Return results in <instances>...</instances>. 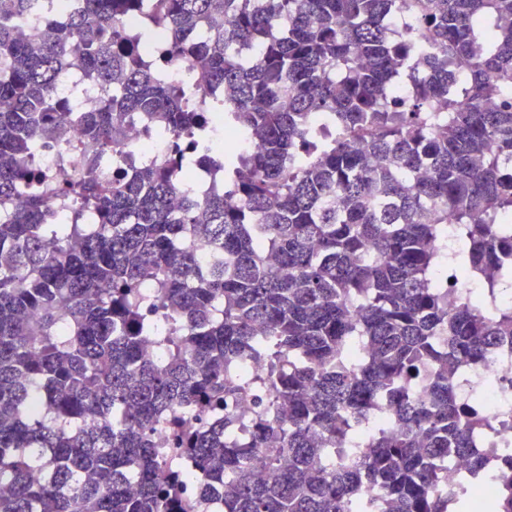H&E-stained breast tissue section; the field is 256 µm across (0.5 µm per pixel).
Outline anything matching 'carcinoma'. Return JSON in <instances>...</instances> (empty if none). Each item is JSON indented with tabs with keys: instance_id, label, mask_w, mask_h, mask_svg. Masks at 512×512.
Returning <instances> with one entry per match:
<instances>
[{
	"instance_id": "1",
	"label": "carcinoma",
	"mask_w": 512,
	"mask_h": 512,
	"mask_svg": "<svg viewBox=\"0 0 512 512\" xmlns=\"http://www.w3.org/2000/svg\"><path fill=\"white\" fill-rule=\"evenodd\" d=\"M36 7L0 0V203L42 185L0 214V512H176L181 459L156 435L194 407L209 422L171 437L224 512H371L367 488L388 512H475L439 463L482 469L487 422L456 377L512 343V305L489 308L512 296V25L487 27L512 0H83L51 39L22 24ZM71 57L86 81L66 103ZM178 61L224 99L159 78ZM88 94L99 109L76 111ZM220 109L259 148L178 208L188 156L130 180L94 158L77 184L31 162L73 124L108 151L133 114L179 137ZM56 185L96 223H49ZM445 260L478 295L437 277ZM247 358L268 373L229 378Z\"/></svg>"
}]
</instances>
